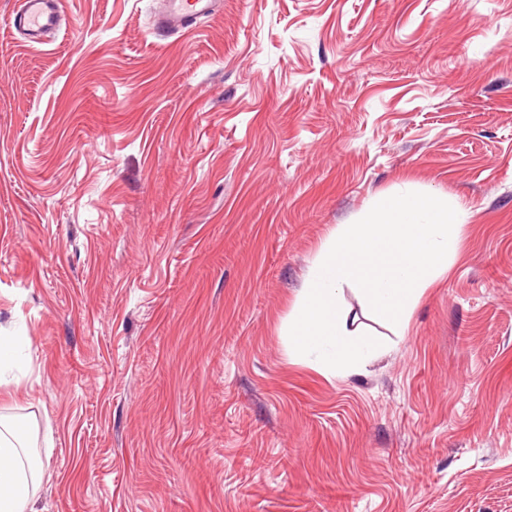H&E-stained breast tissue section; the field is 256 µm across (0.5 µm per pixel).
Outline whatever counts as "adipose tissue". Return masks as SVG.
Wrapping results in <instances>:
<instances>
[{
  "instance_id": "adipose-tissue-1",
  "label": "adipose tissue",
  "mask_w": 512,
  "mask_h": 512,
  "mask_svg": "<svg viewBox=\"0 0 512 512\" xmlns=\"http://www.w3.org/2000/svg\"><path fill=\"white\" fill-rule=\"evenodd\" d=\"M32 446L20 424L0 414V512H35L45 465Z\"/></svg>"
}]
</instances>
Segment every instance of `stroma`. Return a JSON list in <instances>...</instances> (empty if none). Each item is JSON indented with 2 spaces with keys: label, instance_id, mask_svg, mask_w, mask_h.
Returning <instances> with one entry per match:
<instances>
[{
  "label": "stroma",
  "instance_id": "obj_1",
  "mask_svg": "<svg viewBox=\"0 0 512 512\" xmlns=\"http://www.w3.org/2000/svg\"><path fill=\"white\" fill-rule=\"evenodd\" d=\"M0 0V413L37 512H512V0ZM469 212L405 335L328 377L281 327L330 232ZM19 27L33 39L60 26L59 0H22L19 2ZM217 3V0H163L155 26L171 34L183 32L190 22L211 13ZM29 339L25 336H0V376L11 369L15 360L17 351L29 346Z\"/></svg>",
  "mask_w": 512,
  "mask_h": 512
}]
</instances>
